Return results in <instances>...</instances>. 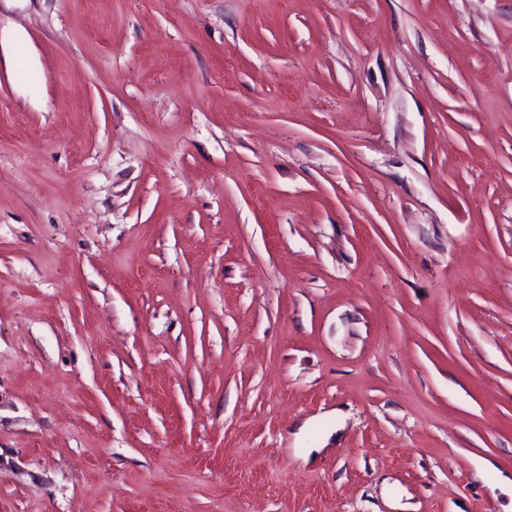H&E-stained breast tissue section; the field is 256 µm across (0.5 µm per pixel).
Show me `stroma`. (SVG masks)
Returning <instances> with one entry per match:
<instances>
[{"instance_id":"1","label":"stroma","mask_w":512,"mask_h":512,"mask_svg":"<svg viewBox=\"0 0 512 512\" xmlns=\"http://www.w3.org/2000/svg\"><path fill=\"white\" fill-rule=\"evenodd\" d=\"M512 0H0V512H512Z\"/></svg>"}]
</instances>
